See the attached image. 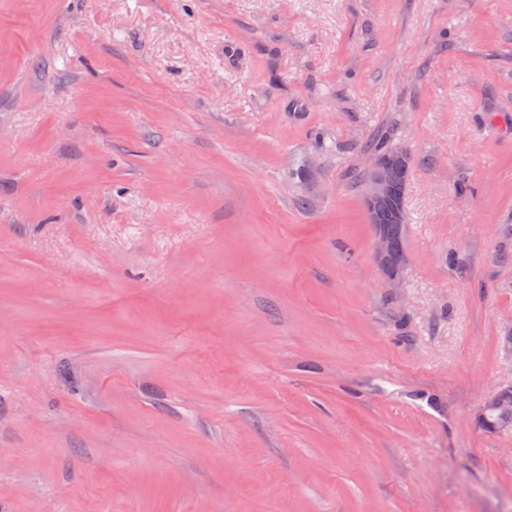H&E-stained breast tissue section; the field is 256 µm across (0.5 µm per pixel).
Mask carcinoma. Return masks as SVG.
I'll return each instance as SVG.
<instances>
[{"mask_svg": "<svg viewBox=\"0 0 512 512\" xmlns=\"http://www.w3.org/2000/svg\"><path fill=\"white\" fill-rule=\"evenodd\" d=\"M370 155H376L383 159L393 161L392 180L395 188L392 199L386 203L381 210L380 224L377 229L380 233L391 240L394 251L391 257V264L394 267H404L407 264L405 241L407 225L398 224L391 216L394 204H404L409 173L412 167V159L405 149L395 144L391 138L382 133L375 137L366 147Z\"/></svg>", "mask_w": 512, "mask_h": 512, "instance_id": "1", "label": "carcinoma"}]
</instances>
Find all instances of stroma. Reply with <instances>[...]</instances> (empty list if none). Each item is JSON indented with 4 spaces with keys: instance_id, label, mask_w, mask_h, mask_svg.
I'll return each instance as SVG.
<instances>
[{
    "instance_id": "obj_1",
    "label": "stroma",
    "mask_w": 512,
    "mask_h": 512,
    "mask_svg": "<svg viewBox=\"0 0 512 512\" xmlns=\"http://www.w3.org/2000/svg\"><path fill=\"white\" fill-rule=\"evenodd\" d=\"M511 334L512 0H0V512H512ZM369 155H376L383 159L393 161L392 180L395 188L393 195L392 182L389 175V165L383 159L369 156L367 169L363 173V180L370 178L364 184V201L373 224L377 223L380 207L392 196L381 210L380 224L375 234V261L387 276L388 284L395 293L400 292L403 283L399 272L390 265V255L393 245L394 251L391 264L394 267H405L407 264L405 241L407 224H402L405 217L402 208L395 211L396 223L393 221L391 211L398 201L404 209V195L406 191L409 173L412 167V159L405 149L395 144L391 138L382 133L375 137L366 147ZM391 240H389V239ZM393 244H392V243Z\"/></svg>"
}]
</instances>
